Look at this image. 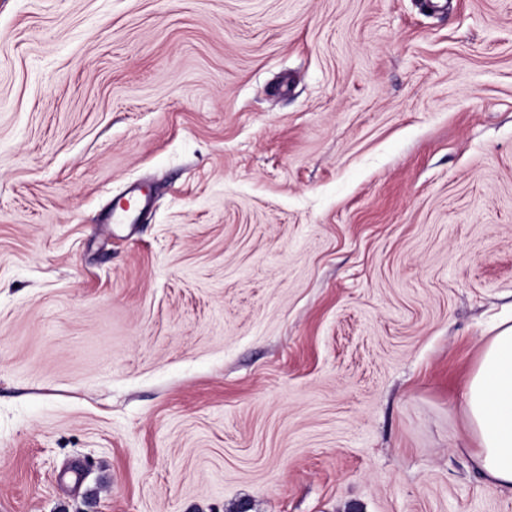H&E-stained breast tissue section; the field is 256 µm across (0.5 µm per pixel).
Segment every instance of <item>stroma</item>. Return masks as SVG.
Masks as SVG:
<instances>
[{"label":"stroma","instance_id":"1","mask_svg":"<svg viewBox=\"0 0 512 512\" xmlns=\"http://www.w3.org/2000/svg\"><path fill=\"white\" fill-rule=\"evenodd\" d=\"M511 315L512 0H0V512H512ZM463 397L458 435L474 470L488 486L512 492V325L487 339Z\"/></svg>","mask_w":512,"mask_h":512}]
</instances>
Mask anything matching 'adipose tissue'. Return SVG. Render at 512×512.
Instances as JSON below:
<instances>
[{
    "mask_svg": "<svg viewBox=\"0 0 512 512\" xmlns=\"http://www.w3.org/2000/svg\"><path fill=\"white\" fill-rule=\"evenodd\" d=\"M461 427L474 470L512 492V325L487 339L463 391Z\"/></svg>",
    "mask_w": 512,
    "mask_h": 512,
    "instance_id": "1",
    "label": "adipose tissue"
}]
</instances>
